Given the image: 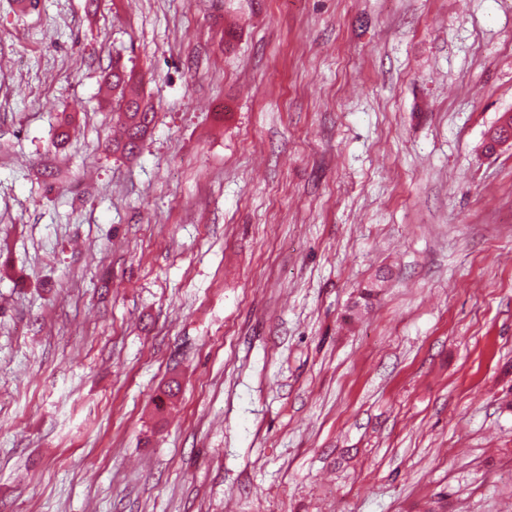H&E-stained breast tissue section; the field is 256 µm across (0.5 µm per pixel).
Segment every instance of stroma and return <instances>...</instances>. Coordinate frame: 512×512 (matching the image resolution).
<instances>
[{
    "instance_id": "35a3bbf8",
    "label": "stroma",
    "mask_w": 512,
    "mask_h": 512,
    "mask_svg": "<svg viewBox=\"0 0 512 512\" xmlns=\"http://www.w3.org/2000/svg\"><path fill=\"white\" fill-rule=\"evenodd\" d=\"M509 110L512 0H0V512H512ZM112 112L116 111L123 126L120 139L112 141L113 153L133 156L140 141L148 133L154 123L155 113L150 112L146 106H142L138 94L126 93V88L133 82L131 73H126L124 68L118 65L112 68Z\"/></svg>"
}]
</instances>
